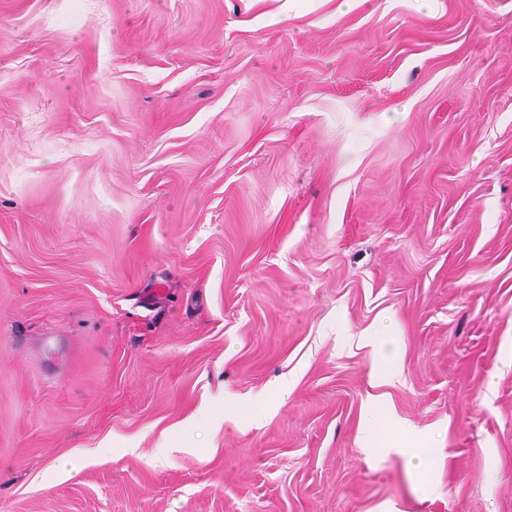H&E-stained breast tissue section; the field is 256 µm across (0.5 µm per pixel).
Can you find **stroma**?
Listing matches in <instances>:
<instances>
[{"instance_id": "obj_1", "label": "stroma", "mask_w": 512, "mask_h": 512, "mask_svg": "<svg viewBox=\"0 0 512 512\" xmlns=\"http://www.w3.org/2000/svg\"><path fill=\"white\" fill-rule=\"evenodd\" d=\"M282 2L0 0V512H512V0ZM377 437L387 443L388 448L403 456L415 475L420 478L427 475L437 449L431 427L417 428L405 420L396 421L391 418L390 434L387 437H382L381 429L373 428L370 431L371 441Z\"/></svg>"}]
</instances>
